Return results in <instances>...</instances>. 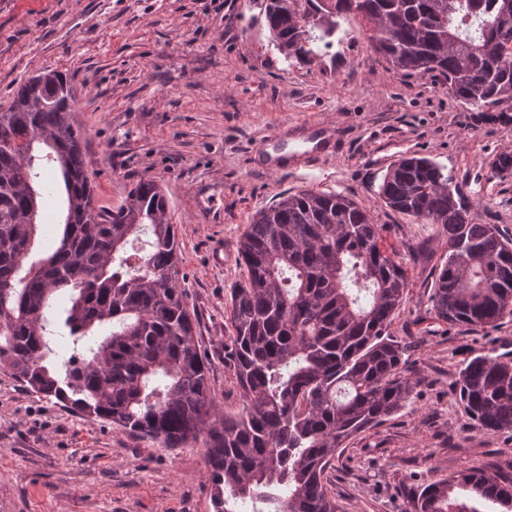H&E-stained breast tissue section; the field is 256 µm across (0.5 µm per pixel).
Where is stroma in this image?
Masks as SVG:
<instances>
[{
  "label": "stroma",
  "mask_w": 512,
  "mask_h": 512,
  "mask_svg": "<svg viewBox=\"0 0 512 512\" xmlns=\"http://www.w3.org/2000/svg\"><path fill=\"white\" fill-rule=\"evenodd\" d=\"M260 2L0 0V109L29 77L61 71L76 90L72 117L97 204L119 206L142 178L163 187L211 393L228 413L241 397L224 361L227 291L254 215L304 189L367 208L407 269L389 332L416 388L406 408L340 449L326 473L340 512H411L424 485L466 465L512 478V431H481L452 390L483 350L512 353V319L478 331L439 319L432 281L447 237L379 196L391 163L428 157L462 185L476 223L512 236V176L491 175L496 156L512 153V101L480 112L434 76L391 70L354 17L312 62L285 60ZM314 122L334 130L337 154L303 157ZM280 126L288 168L274 172L257 147ZM43 178L53 191L41 200L35 260L53 246L66 206L59 170L44 165ZM204 455L200 442L164 448L85 419L0 369V512H215Z\"/></svg>",
  "instance_id": "obj_1"
}]
</instances>
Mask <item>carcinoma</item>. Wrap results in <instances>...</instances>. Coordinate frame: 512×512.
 <instances>
[{"label":"carcinoma","mask_w":512,"mask_h":512,"mask_svg":"<svg viewBox=\"0 0 512 512\" xmlns=\"http://www.w3.org/2000/svg\"><path fill=\"white\" fill-rule=\"evenodd\" d=\"M278 52L306 62L328 49L339 20L359 17L394 71L434 74L465 106L512 99V0H263ZM75 90L44 71L0 112V366L47 401L182 448L205 437L217 512L259 503L274 512H338L324 477L353 437L411 400L403 345L389 333L408 280L381 248L370 212L337 193L301 190L256 214L240 246L242 279L228 289L242 408L212 396L180 269L181 243L163 189L139 180L113 208L94 187L72 120ZM61 171V237L27 263L37 233L38 166ZM491 174L512 175V155ZM392 210L439 224L448 257L435 274L436 315L470 330L512 318V237L476 224L453 177L426 157L387 169ZM66 293L72 354L51 347L52 301ZM454 390L487 434L512 430V357L495 349L458 372ZM512 512V479L463 467L427 485L412 512Z\"/></svg>","instance_id":"1"}]
</instances>
